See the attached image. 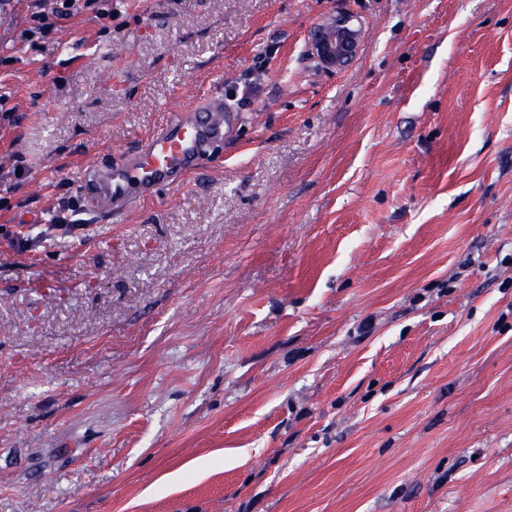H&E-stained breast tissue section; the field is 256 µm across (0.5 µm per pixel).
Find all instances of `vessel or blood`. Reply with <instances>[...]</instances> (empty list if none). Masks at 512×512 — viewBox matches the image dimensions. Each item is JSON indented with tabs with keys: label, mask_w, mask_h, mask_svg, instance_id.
I'll list each match as a JSON object with an SVG mask.
<instances>
[{
	"label": "vessel or blood",
	"mask_w": 512,
	"mask_h": 512,
	"mask_svg": "<svg viewBox=\"0 0 512 512\" xmlns=\"http://www.w3.org/2000/svg\"><path fill=\"white\" fill-rule=\"evenodd\" d=\"M223 98L208 97L170 114L165 123L107 166H85L79 180L84 211L108 224L164 187L181 186L203 170L211 150L222 144L228 124L217 119Z\"/></svg>",
	"instance_id": "1"
}]
</instances>
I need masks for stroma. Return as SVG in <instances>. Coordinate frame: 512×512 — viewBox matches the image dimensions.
Returning a JSON list of instances; mask_svg holds the SVG:
<instances>
[{
    "instance_id": "35a3bbf8",
    "label": "stroma",
    "mask_w": 512,
    "mask_h": 512,
    "mask_svg": "<svg viewBox=\"0 0 512 512\" xmlns=\"http://www.w3.org/2000/svg\"><path fill=\"white\" fill-rule=\"evenodd\" d=\"M108 6H0V512H512V0ZM219 93L218 164L88 223ZM66 1H70V6L66 5ZM82 0H52L51 7V15L56 18H69L77 13L80 9L87 10L92 9L95 10L96 14L100 17H108L112 19V11L105 10L104 8H100L99 6L103 4H99L98 2H104L99 0H84L82 5L79 2ZM359 36L360 27L351 15H337L318 34L314 42L315 53L324 64L338 66L353 56Z\"/></svg>"
}]
</instances>
